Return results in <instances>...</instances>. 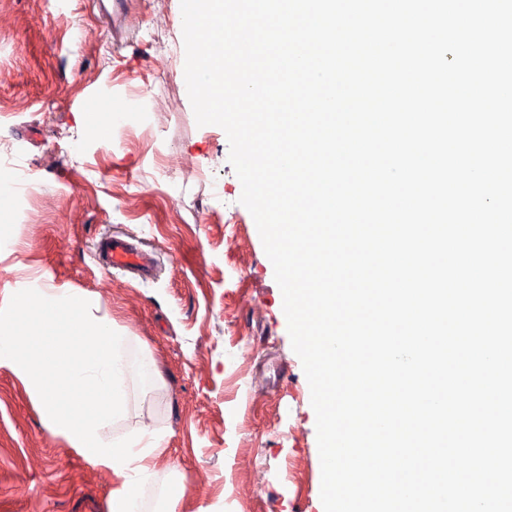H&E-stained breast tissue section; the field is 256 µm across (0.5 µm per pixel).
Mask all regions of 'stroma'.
<instances>
[{
	"label": "stroma",
	"instance_id": "35a3bbf8",
	"mask_svg": "<svg viewBox=\"0 0 512 512\" xmlns=\"http://www.w3.org/2000/svg\"><path fill=\"white\" fill-rule=\"evenodd\" d=\"M0 0V308L51 285L97 299L136 366L126 417L164 438L140 512H323L316 416L283 298L216 125L188 97L180 0ZM122 115L102 127L99 98ZM152 251L148 280L103 271L110 236ZM116 481L42 420L0 366V512H112Z\"/></svg>",
	"mask_w": 512,
	"mask_h": 512
}]
</instances>
